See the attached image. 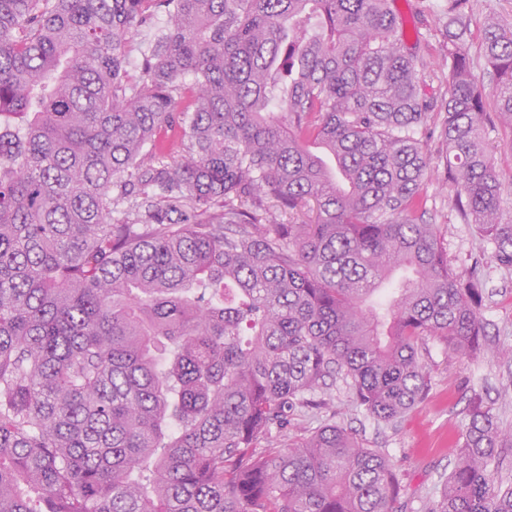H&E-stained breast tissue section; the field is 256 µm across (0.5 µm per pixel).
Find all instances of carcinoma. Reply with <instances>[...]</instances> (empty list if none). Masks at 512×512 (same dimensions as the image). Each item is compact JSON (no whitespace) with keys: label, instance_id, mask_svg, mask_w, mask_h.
<instances>
[{"label":"carcinoma","instance_id":"1","mask_svg":"<svg viewBox=\"0 0 512 512\" xmlns=\"http://www.w3.org/2000/svg\"><path fill=\"white\" fill-rule=\"evenodd\" d=\"M393 2L0 0V512H401L344 427L274 435L338 377L393 424L425 340L485 347L483 282L422 222L427 62ZM471 12L445 8L450 204L511 271L485 127L512 129V26L488 94ZM511 447L471 402L427 512H512Z\"/></svg>","mask_w":512,"mask_h":512}]
</instances>
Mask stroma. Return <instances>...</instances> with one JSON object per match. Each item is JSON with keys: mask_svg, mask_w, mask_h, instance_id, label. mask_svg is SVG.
<instances>
[{"mask_svg": "<svg viewBox=\"0 0 512 512\" xmlns=\"http://www.w3.org/2000/svg\"><path fill=\"white\" fill-rule=\"evenodd\" d=\"M405 26L419 31L421 53L428 66L420 88L434 109L422 136L431 155V176L425 185L427 223L443 237L448 262L456 271L476 269L486 288L482 318L487 324L490 349L479 357L460 359L436 341H427L422 358L428 371L427 398L397 423H375L351 400L343 382L328 391L327 407L302 408L287 434L311 432L335 422L352 432L365 447L383 452L403 487L402 512H426L437 500L441 478L448 473L453 450L462 440L466 408L472 391L481 392L498 425L512 432V270L496 268L492 243L480 240L475 225L463 223L448 205V170L442 158L443 104L448 96V73L441 66L448 41L443 0H395Z\"/></svg>", "mask_w": 512, "mask_h": 512, "instance_id": "stroma-1", "label": "stroma"}]
</instances>
